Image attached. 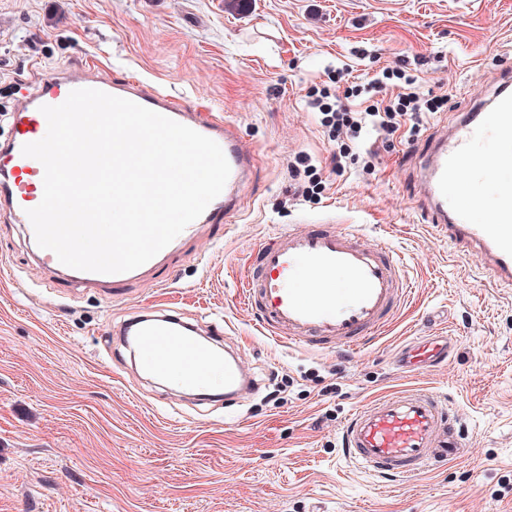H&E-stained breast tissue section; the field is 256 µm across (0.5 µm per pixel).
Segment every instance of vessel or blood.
I'll return each instance as SVG.
<instances>
[{
	"label": "vessel or blood",
	"mask_w": 512,
	"mask_h": 512,
	"mask_svg": "<svg viewBox=\"0 0 512 512\" xmlns=\"http://www.w3.org/2000/svg\"><path fill=\"white\" fill-rule=\"evenodd\" d=\"M98 89L131 100L213 139L231 168L223 192L177 237L193 240L199 225L224 240V222L239 213L240 194L256 169L254 151L223 117L176 102L131 78H102L95 64L59 69L23 94L0 143V218L28 223L39 205L44 167L22 154L48 128L40 108L63 103L75 89ZM419 184L431 224L453 246L484 254L494 281L512 284V93L502 91L490 111L469 112L429 138L418 156ZM135 271L116 274L69 269L75 286L109 288L120 298ZM247 305L272 338L304 348L355 350L384 331L407 302L405 264L385 241H366L333 224L289 226L262 242L243 282ZM121 341L141 368L178 392H204L222 376L224 403L232 406L258 383L233 341L223 349L199 343L192 325L170 314L133 311L121 323ZM346 459L383 477H416L460 460L468 440L454 405L428 390L409 389L366 401L341 432Z\"/></svg>",
	"instance_id": "b4317fda"
}]
</instances>
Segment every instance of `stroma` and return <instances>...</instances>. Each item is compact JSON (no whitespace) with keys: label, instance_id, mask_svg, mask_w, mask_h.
<instances>
[{"label":"stroma","instance_id":"1","mask_svg":"<svg viewBox=\"0 0 512 512\" xmlns=\"http://www.w3.org/2000/svg\"><path fill=\"white\" fill-rule=\"evenodd\" d=\"M88 63L223 115L257 171L223 247L201 226L119 301L69 287L31 257L22 225L0 222V512H512V285L427 224L413 176L453 113L491 108L512 68V0H0V141L22 90ZM395 64L443 110L376 155L365 136L320 200L290 199L294 155L325 166L334 150L310 88L331 67L365 78ZM322 221L388 239L405 259L409 302L355 351L277 342L243 297L264 239ZM142 307L223 328L260 388L228 409L141 379L112 328ZM447 334L461 344L446 364L396 371L402 344ZM406 388L453 399L467 458L399 480L347 463L345 419Z\"/></svg>","mask_w":512,"mask_h":512}]
</instances>
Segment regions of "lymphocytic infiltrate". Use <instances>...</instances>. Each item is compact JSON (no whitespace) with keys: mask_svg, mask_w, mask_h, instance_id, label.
Here are the masks:
<instances>
[{"mask_svg":"<svg viewBox=\"0 0 512 512\" xmlns=\"http://www.w3.org/2000/svg\"><path fill=\"white\" fill-rule=\"evenodd\" d=\"M329 86L310 91L309 105L318 114L320 127L336 150V172L354 163L353 143L368 133L389 143L393 138H413L426 113L439 111L444 101L417 90L414 75L400 67H386L369 80L359 81L348 68L328 70Z\"/></svg>","mask_w":512,"mask_h":512,"instance_id":"f902f5d3","label":"lymphocytic infiltrate"}]
</instances>
